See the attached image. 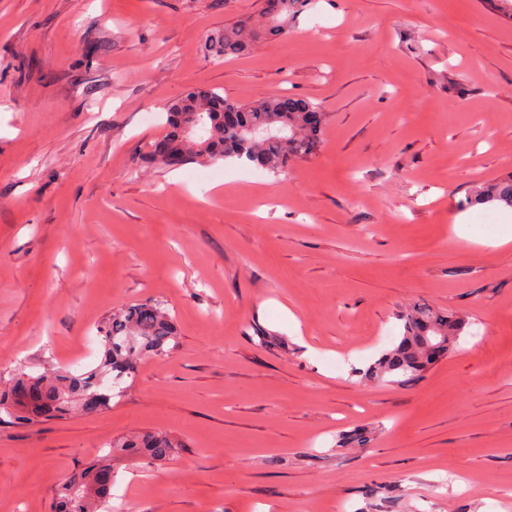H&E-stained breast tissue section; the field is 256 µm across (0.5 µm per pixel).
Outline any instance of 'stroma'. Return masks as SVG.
<instances>
[{
	"label": "stroma",
	"instance_id": "obj_1",
	"mask_svg": "<svg viewBox=\"0 0 512 512\" xmlns=\"http://www.w3.org/2000/svg\"><path fill=\"white\" fill-rule=\"evenodd\" d=\"M262 2L0 0V378L96 367L148 298L179 332L109 409L0 424V512H52L145 433L175 452L113 459L124 512H512V247L465 204L512 176V0H311L211 47ZM194 87L319 104L320 147L277 175L146 162ZM418 300L469 336L410 383L354 376ZM307 0H265L262 28L245 31V25L224 29L217 44L224 57L244 55L250 43L257 39L288 37L291 20L306 6Z\"/></svg>",
	"mask_w": 512,
	"mask_h": 512
}]
</instances>
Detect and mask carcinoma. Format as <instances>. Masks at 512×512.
I'll list each match as a JSON object with an SVG mask.
<instances>
[{
	"label": "carcinoma",
	"mask_w": 512,
	"mask_h": 512,
	"mask_svg": "<svg viewBox=\"0 0 512 512\" xmlns=\"http://www.w3.org/2000/svg\"><path fill=\"white\" fill-rule=\"evenodd\" d=\"M306 0H265L263 27L224 29L217 44L226 57L243 55L257 39L288 36L291 20ZM316 106L304 99L272 94L241 104L210 89H194L169 109L168 131L162 140L175 143L181 165L205 164L220 158H246L251 166L277 174L292 159L307 157L318 147L321 127L309 125ZM472 203L498 202L512 208V176L475 188ZM402 336L381 353L365 371L367 380L406 384L416 380L434 360L425 346L446 342L457 349L467 326L464 316L445 314L425 302H416L398 315ZM104 346L99 366L79 374L64 371L48 380L24 371L15 373L0 390V413L12 422L33 424L44 417L61 416L77 408L94 414L111 406L121 392L103 384L112 377L113 387L132 378L147 357H163L177 343V328L167 304L147 300L109 314L98 327ZM174 453L173 443L162 435L121 438L110 444L102 459L65 478L60 484L54 512H102L111 495L112 456L145 455L164 463Z\"/></svg>",
	"instance_id": "obj_1"
}]
</instances>
